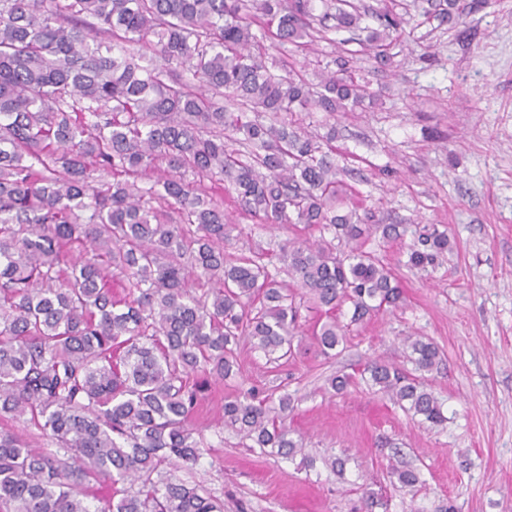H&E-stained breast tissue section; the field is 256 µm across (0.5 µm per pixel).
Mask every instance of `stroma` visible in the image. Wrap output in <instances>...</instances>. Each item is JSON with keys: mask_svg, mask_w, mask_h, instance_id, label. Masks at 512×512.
Instances as JSON below:
<instances>
[{"mask_svg": "<svg viewBox=\"0 0 512 512\" xmlns=\"http://www.w3.org/2000/svg\"><path fill=\"white\" fill-rule=\"evenodd\" d=\"M409 36L392 68L352 54L351 32L319 42L321 59L351 55L354 73L379 95L375 105L336 117L332 154L342 178L386 224H433L451 249L418 271L407 260L413 236L367 247L397 274L398 308L354 326L345 349L322 356L312 338L273 361L241 343L240 378L201 373L190 381L197 405L189 422L202 439L190 468L162 472L203 485L224 512H361V487L382 488L388 512H512V0H463L466 25L448 27L429 0H401ZM215 199L232 212L244 251L263 254L279 280L291 226L256 222L236 211L222 186ZM432 339L443 362L428 383L447 421L429 428L357 383L337 395L325 381L381 359L403 364L401 341ZM280 384L299 402L289 423L316 456L314 467L239 445L219 423L225 398L270 394ZM420 473L412 489L387 474V456ZM347 458L344 476L324 464Z\"/></svg>", "mask_w": 512, "mask_h": 512, "instance_id": "1", "label": "stroma"}]
</instances>
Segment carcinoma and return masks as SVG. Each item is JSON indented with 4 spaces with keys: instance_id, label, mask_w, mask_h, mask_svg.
<instances>
[{
    "instance_id": "cac0c4a2",
    "label": "carcinoma",
    "mask_w": 512,
    "mask_h": 512,
    "mask_svg": "<svg viewBox=\"0 0 512 512\" xmlns=\"http://www.w3.org/2000/svg\"><path fill=\"white\" fill-rule=\"evenodd\" d=\"M441 11L462 23L459 0ZM362 15L356 0H0V512H224L160 471L199 456L190 375L229 378L242 339L288 356L306 303L324 310L312 336L328 357L351 326L403 301L365 248L361 205L331 157L335 131L297 122L314 108L353 111L367 83L342 57L315 84L268 66L265 41L311 50L336 29L365 33L361 51L392 65L404 18L393 4L377 28ZM206 180L258 223L294 228L283 251L293 283L259 255L229 251L236 225ZM409 231L412 268L451 249L433 225H381L387 241ZM193 276L211 288L193 294ZM404 346L411 368L376 360L367 382L442 425L424 382L440 349L423 336ZM293 407L286 391L247 392L224 399L223 424L245 447L292 459L305 454L287 424ZM27 414L55 449L5 428ZM389 470L404 488L419 482L399 461ZM90 477L114 485L103 508L86 501ZM125 482L138 488H116ZM363 509L388 512L369 488Z\"/></svg>"
}]
</instances>
